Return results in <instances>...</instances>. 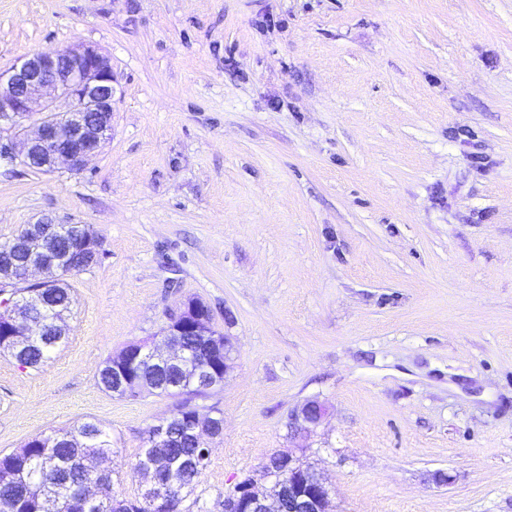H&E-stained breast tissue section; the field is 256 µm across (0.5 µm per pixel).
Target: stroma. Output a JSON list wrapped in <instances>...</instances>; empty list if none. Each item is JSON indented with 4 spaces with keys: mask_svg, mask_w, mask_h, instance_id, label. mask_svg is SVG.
Here are the masks:
<instances>
[{
    "mask_svg": "<svg viewBox=\"0 0 512 512\" xmlns=\"http://www.w3.org/2000/svg\"><path fill=\"white\" fill-rule=\"evenodd\" d=\"M77 44L111 60L112 135L79 173L0 161V242L49 217L100 255L48 363L0 354V454L97 421L131 497L187 401L224 432L185 512L295 448L335 512H512V0H0V70ZM191 298L223 388L103 391ZM327 415V407L317 401L310 400L299 409L288 415L289 422L292 423L291 433L294 436H303L311 434L324 421Z\"/></svg>",
    "mask_w": 512,
    "mask_h": 512,
    "instance_id": "obj_1",
    "label": "stroma"
}]
</instances>
